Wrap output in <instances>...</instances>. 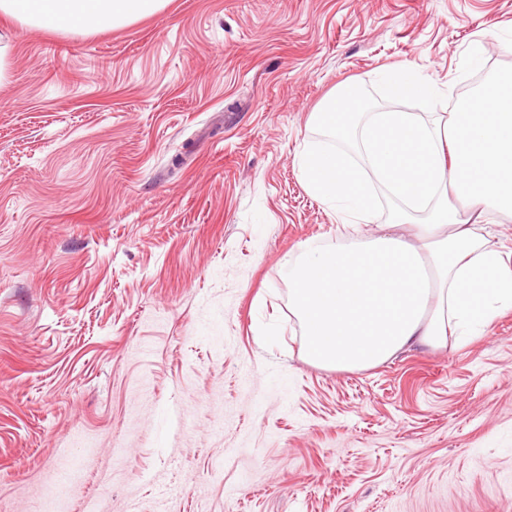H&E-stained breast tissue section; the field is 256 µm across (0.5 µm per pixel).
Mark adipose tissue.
Returning a JSON list of instances; mask_svg holds the SVG:
<instances>
[{"mask_svg": "<svg viewBox=\"0 0 512 512\" xmlns=\"http://www.w3.org/2000/svg\"><path fill=\"white\" fill-rule=\"evenodd\" d=\"M168 0H0V17L63 33L123 27ZM387 90L416 99L425 113L365 112L358 157L306 147L300 159L310 192L344 223L371 224L379 192L399 201L379 234L347 244L302 243L281 267L307 358L336 369L380 364L419 344L482 335L512 310V267L487 229L512 216V73L486 80L458 111L441 115L435 86L411 68L392 70ZM423 213V221L412 218Z\"/></svg>", "mask_w": 512, "mask_h": 512, "instance_id": "adipose-tissue-1", "label": "adipose tissue"}]
</instances>
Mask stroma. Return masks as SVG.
I'll return each instance as SVG.
<instances>
[{
	"mask_svg": "<svg viewBox=\"0 0 512 512\" xmlns=\"http://www.w3.org/2000/svg\"><path fill=\"white\" fill-rule=\"evenodd\" d=\"M512 0H169L0 22V512H512V311L370 368L304 353L280 269L351 229L312 112L410 67L456 111ZM481 70L469 68L475 42ZM168 0H1L0 17L63 33L123 27L163 10Z\"/></svg>",
	"mask_w": 512,
	"mask_h": 512,
	"instance_id": "obj_1",
	"label": "stroma"
}]
</instances>
